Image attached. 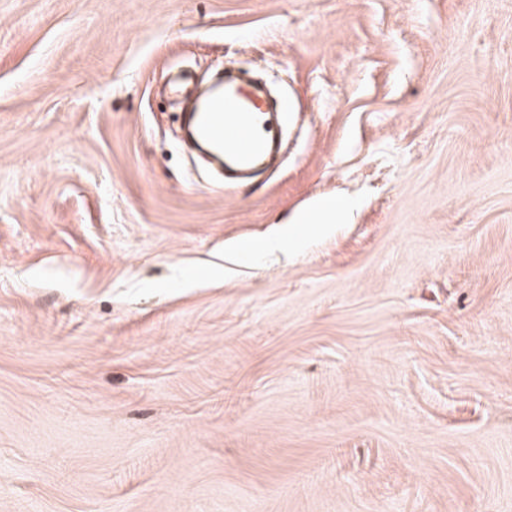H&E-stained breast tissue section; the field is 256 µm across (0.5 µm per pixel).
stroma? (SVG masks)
<instances>
[{
	"label": "stroma",
	"mask_w": 512,
	"mask_h": 512,
	"mask_svg": "<svg viewBox=\"0 0 512 512\" xmlns=\"http://www.w3.org/2000/svg\"><path fill=\"white\" fill-rule=\"evenodd\" d=\"M0 512H512V0H0ZM262 94L224 78L186 123L215 154L224 157L225 183L248 179L279 150L278 132ZM320 213L325 222H332L336 219V202H320L315 209L297 214L289 224H314L315 214Z\"/></svg>",
	"instance_id": "stroma-1"
}]
</instances>
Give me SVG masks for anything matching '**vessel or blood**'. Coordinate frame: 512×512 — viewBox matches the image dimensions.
Here are the masks:
<instances>
[{
    "instance_id": "1",
    "label": "vessel or blood",
    "mask_w": 512,
    "mask_h": 512,
    "mask_svg": "<svg viewBox=\"0 0 512 512\" xmlns=\"http://www.w3.org/2000/svg\"><path fill=\"white\" fill-rule=\"evenodd\" d=\"M186 122L205 145L223 157L225 177L235 182L248 179L280 147L262 94L229 76L188 114Z\"/></svg>"
}]
</instances>
